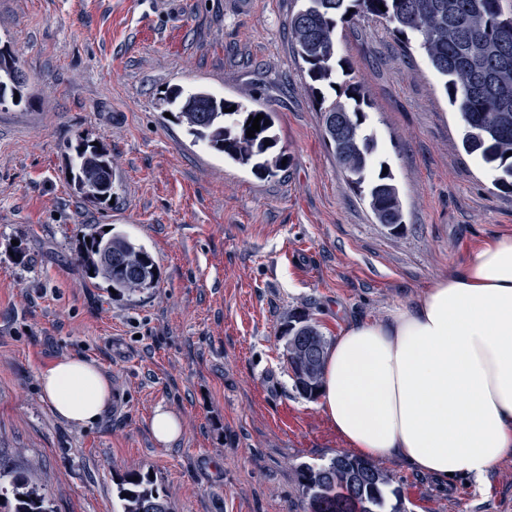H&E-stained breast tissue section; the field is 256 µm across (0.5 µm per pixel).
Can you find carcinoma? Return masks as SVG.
I'll return each instance as SVG.
<instances>
[{
    "mask_svg": "<svg viewBox=\"0 0 512 512\" xmlns=\"http://www.w3.org/2000/svg\"><path fill=\"white\" fill-rule=\"evenodd\" d=\"M385 10H380L379 5ZM359 18L386 23L406 49L415 45L444 81L450 104L466 125L464 152L496 173L495 188L512 194V8L503 0H305L288 17L293 51L306 65L314 95L319 85L336 84L335 33L337 21ZM28 77L18 58L0 47V106L23 99ZM162 103L186 125L194 141L206 144L224 159L253 164L258 175L275 176L284 169L286 154L275 151L276 113L250 109L198 88L186 92L179 86L166 91ZM323 112L321 137L332 147L340 168L377 223L393 232L403 228V203L392 172L375 162L376 138L367 131L361 87L346 82L335 98L318 100ZM235 107L230 112L228 108ZM264 115L260 130L246 135L252 119ZM67 169L70 187L89 204L112 200L115 175L106 145L81 136L70 145ZM73 262L85 275L99 279L118 297H133L158 286L157 263L141 245L112 231L90 229L74 250ZM287 362L296 391L306 399L318 395L326 336L303 313L288 320ZM309 336L314 358L291 341ZM295 474L306 504L305 512H406L392 478L380 464L345 452L326 463L303 462ZM8 480L12 512H51L45 494L31 477L19 471H0ZM396 503H390V496ZM117 512H174L157 479L150 473L128 470L116 479Z\"/></svg>",
    "mask_w": 512,
    "mask_h": 512,
    "instance_id": "cac0c4a2",
    "label": "carcinoma"
}]
</instances>
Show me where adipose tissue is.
<instances>
[{"label":"adipose tissue","instance_id":"1","mask_svg":"<svg viewBox=\"0 0 512 512\" xmlns=\"http://www.w3.org/2000/svg\"><path fill=\"white\" fill-rule=\"evenodd\" d=\"M54 414L97 422L112 403L100 367L66 356L42 370ZM319 406L359 455L479 489L512 457V236L485 240L450 277L329 344Z\"/></svg>","mask_w":512,"mask_h":512}]
</instances>
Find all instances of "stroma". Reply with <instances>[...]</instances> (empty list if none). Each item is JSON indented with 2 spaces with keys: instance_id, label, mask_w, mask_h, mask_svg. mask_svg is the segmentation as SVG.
I'll return each mask as SVG.
<instances>
[{
  "instance_id": "obj_1",
  "label": "stroma",
  "mask_w": 512,
  "mask_h": 512,
  "mask_svg": "<svg viewBox=\"0 0 512 512\" xmlns=\"http://www.w3.org/2000/svg\"><path fill=\"white\" fill-rule=\"evenodd\" d=\"M301 0H0V46L30 77L0 107V470L30 473L53 512H115L116 475L151 472L175 512H303L295 467L347 451L293 385L282 331L306 313L326 338L420 296L484 238L512 233V195L465 154L464 123L418 48L382 22L336 28L369 105L404 229L378 224L321 139L288 42ZM277 114L284 171L257 177L164 115L173 86ZM103 140L113 201L68 185L69 145ZM144 246L159 284L132 298L74 265L89 225ZM27 255L14 262V248ZM67 355L112 381L99 422L59 420L39 390ZM182 424L169 446L156 407ZM407 512H512V459L482 490L387 461ZM151 430L156 442L165 446L180 436L182 425L176 416L158 407L151 420Z\"/></svg>"
}]
</instances>
